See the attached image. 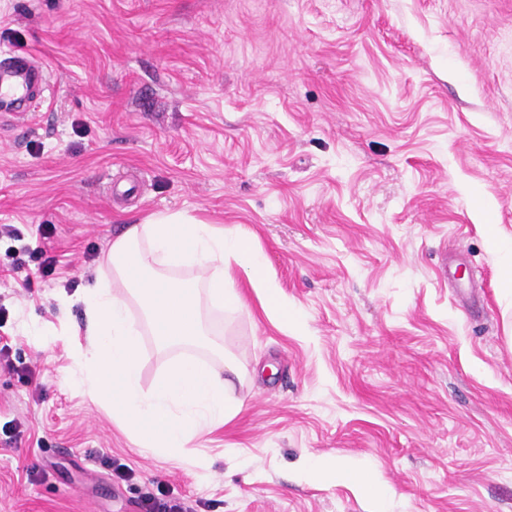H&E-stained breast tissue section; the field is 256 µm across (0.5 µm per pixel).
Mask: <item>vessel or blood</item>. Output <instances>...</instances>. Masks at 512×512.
<instances>
[{"label":"vessel or blood","mask_w":512,"mask_h":512,"mask_svg":"<svg viewBox=\"0 0 512 512\" xmlns=\"http://www.w3.org/2000/svg\"><path fill=\"white\" fill-rule=\"evenodd\" d=\"M50 89L45 66L9 49L0 51V110L27 122L34 105L44 102Z\"/></svg>","instance_id":"1"}]
</instances>
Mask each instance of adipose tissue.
Returning <instances> with one entry per match:
<instances>
[{
  "label": "adipose tissue",
  "instance_id": "ef3b65f1",
  "mask_svg": "<svg viewBox=\"0 0 512 512\" xmlns=\"http://www.w3.org/2000/svg\"><path fill=\"white\" fill-rule=\"evenodd\" d=\"M101 265L97 284L82 296L87 321L80 369L88 380V395L108 403L113 419L132 431L146 452L192 453L196 441L240 412L242 402L233 389L237 369L222 357L205 362L176 354L153 389L143 391V330H150L167 348L202 343L209 313L242 305L233 286L237 270L284 327L303 322L300 311L282 297L263 254L248 236L185 212L154 213L126 225ZM183 269L200 270L205 278H181ZM134 304L141 318L132 316ZM307 473L350 482L380 507L390 496L370 466L352 460L317 458L309 462Z\"/></svg>",
  "mask_w": 512,
  "mask_h": 512
}]
</instances>
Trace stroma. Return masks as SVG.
<instances>
[{
    "label": "stroma",
    "instance_id": "1",
    "mask_svg": "<svg viewBox=\"0 0 512 512\" xmlns=\"http://www.w3.org/2000/svg\"><path fill=\"white\" fill-rule=\"evenodd\" d=\"M2 47L50 91L0 123V512H140L158 481L196 512H372L311 456L368 462L388 512H512V0H0ZM176 211L247 233L304 313L235 274L186 352L234 355L243 406L189 457L87 395L74 334L113 238ZM23 246L54 274L13 271Z\"/></svg>",
    "mask_w": 512,
    "mask_h": 512
}]
</instances>
